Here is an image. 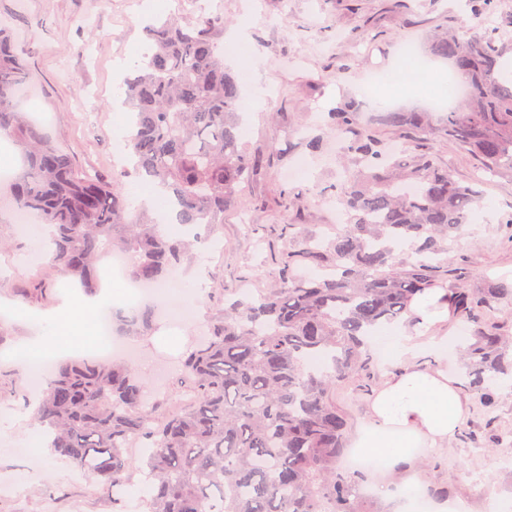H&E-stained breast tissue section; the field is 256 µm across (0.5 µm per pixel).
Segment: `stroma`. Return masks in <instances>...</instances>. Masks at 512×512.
<instances>
[{"label":"stroma","instance_id":"stroma-1","mask_svg":"<svg viewBox=\"0 0 512 512\" xmlns=\"http://www.w3.org/2000/svg\"><path fill=\"white\" fill-rule=\"evenodd\" d=\"M159 15L182 21L209 14L224 22L222 43L245 33L250 53L225 54L232 74L255 69L256 81L241 84V142L247 155L262 164L242 193L241 205L228 208L224 221L198 226L182 264L183 274L204 268L208 287L194 299L197 316L157 318L138 343L131 365L152 394L158 412H174L191 398L179 380L178 360L194 341L206 336L226 295L257 294L276 287L288 251L302 240L335 237L334 187L352 166L345 141L322 122L327 112L348 101L359 104L362 127L386 142H412L400 160L410 164L425 153L448 168L460 182L478 178L476 156L449 142L448 115L431 110L421 85L380 89L393 108L429 112L431 132L415 136L387 126L379 99L360 90L374 73L399 69L406 46L425 52L435 30L481 33L492 27L512 29V0H497L492 15L472 17L466 0H192L176 10L160 0ZM147 19L143 0H0V23L10 28L15 48L30 66L36 101L21 109L60 147L73 152L89 172L111 179L114 147L123 142L129 123L124 80L145 47ZM315 135L322 149L311 153L304 139ZM305 164L307 176L292 182L288 172ZM470 229L448 241L447 255L472 273V284L488 280L512 283V173L484 180ZM32 241L17 224L10 184L0 181V325L11 340L0 349V419L18 416L16 432L33 433L24 396L31 386L17 355L32 336V319L69 303L80 312L90 296L57 262H36ZM40 277L50 285L47 300L23 301L20 288ZM370 386L340 384L336 399L346 410L352 439L370 424L372 389L385 378L379 361L370 365ZM492 408L476 395L466 397L465 420L448 444L417 456L403 467L407 482L447 487L448 499L464 512H487L495 499L512 503V385L498 387ZM50 451L0 443V512H146L143 500L125 497L121 507L95 491L94 477L78 468L58 473Z\"/></svg>","mask_w":512,"mask_h":512}]
</instances>
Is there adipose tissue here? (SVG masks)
<instances>
[{
	"label": "adipose tissue",
	"instance_id": "adipose-tissue-1",
	"mask_svg": "<svg viewBox=\"0 0 512 512\" xmlns=\"http://www.w3.org/2000/svg\"><path fill=\"white\" fill-rule=\"evenodd\" d=\"M97 312L93 305L78 316L60 310L47 322L44 333L25 346V354L32 359L54 355L58 347L53 339L63 333L71 341L95 348L99 339L91 334V322ZM375 341L400 368L375 390L369 409L371 427L358 445L394 469L410 461L412 449L447 443L464 422L465 402L455 377L415 363L419 345L402 328L381 327Z\"/></svg>",
	"mask_w": 512,
	"mask_h": 512
}]
</instances>
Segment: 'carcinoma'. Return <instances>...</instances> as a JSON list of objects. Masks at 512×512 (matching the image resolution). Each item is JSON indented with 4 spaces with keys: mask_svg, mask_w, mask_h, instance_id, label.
Segmentation results:
<instances>
[{
    "mask_svg": "<svg viewBox=\"0 0 512 512\" xmlns=\"http://www.w3.org/2000/svg\"><path fill=\"white\" fill-rule=\"evenodd\" d=\"M218 25L200 15L145 26L151 54L125 79L135 113L130 167L110 181L80 167L20 111L29 68L0 26V136L14 137L25 154L13 203L53 228L56 259L89 293L114 251L129 257L132 280L165 284L188 247L132 208L123 177L160 183L176 223L193 227L224 223L259 166L240 143L242 95L225 70ZM511 41L498 28L443 33L429 45L466 83L465 107L448 111V140L492 172L512 173V84L498 69ZM331 119L356 164L337 187L345 229L325 245L306 241L289 252L277 287L224 301L208 335L184 356L182 380L193 393L186 408L155 414L133 370L103 359L56 364L45 376L35 421L48 428L52 454L97 478L100 496L115 502L131 484L135 440L153 484L148 512H379L362 493L364 473L340 464L348 416L336 386L368 371V335L412 319L414 297L432 288H448L457 316L475 324L463 353L469 389L483 406L495 404L487 382L512 376V336L487 311L512 301V284L471 288L445 257V242L463 234L480 203V181L459 182L425 153L401 166L350 105ZM384 122L412 134L427 129L423 112H386ZM153 315L135 311L119 330L146 333Z\"/></svg>",
    "mask_w": 512,
    "mask_h": 512,
    "instance_id": "cac0c4a2",
    "label": "carcinoma"
}]
</instances>
